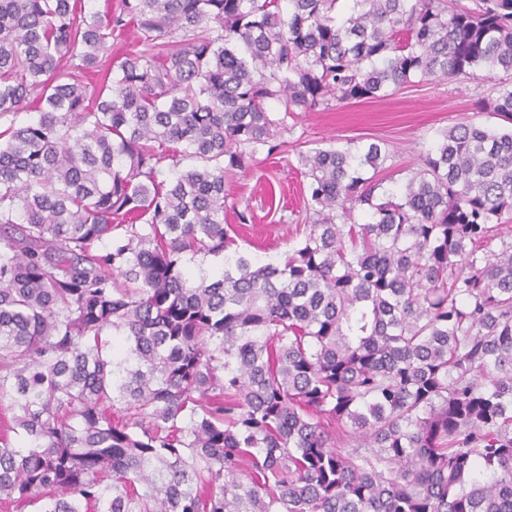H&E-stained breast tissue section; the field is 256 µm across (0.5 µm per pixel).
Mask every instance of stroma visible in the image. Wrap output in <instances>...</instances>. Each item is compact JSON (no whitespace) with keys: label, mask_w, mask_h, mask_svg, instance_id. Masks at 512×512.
<instances>
[{"label":"stroma","mask_w":512,"mask_h":512,"mask_svg":"<svg viewBox=\"0 0 512 512\" xmlns=\"http://www.w3.org/2000/svg\"><path fill=\"white\" fill-rule=\"evenodd\" d=\"M492 81L479 78L451 81L437 78L371 102H345L302 112L290 131L278 133L281 149L259 156L243 175L226 180L227 223L236 227L234 237L243 254L266 260L284 257L301 241L297 230L304 213L308 181L298 164V151L312 147H360L386 140L391 156L382 173L384 188L398 190L416 167L418 159L434 145L439 130L461 121L497 128L493 115L476 111L478 98L492 94ZM250 220L237 226V211Z\"/></svg>","instance_id":"obj_1"}]
</instances>
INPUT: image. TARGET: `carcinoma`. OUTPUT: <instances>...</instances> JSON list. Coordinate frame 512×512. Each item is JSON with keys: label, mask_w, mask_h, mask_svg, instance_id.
<instances>
[{"label": "carcinoma", "mask_w": 512, "mask_h": 512, "mask_svg": "<svg viewBox=\"0 0 512 512\" xmlns=\"http://www.w3.org/2000/svg\"><path fill=\"white\" fill-rule=\"evenodd\" d=\"M287 2L0 0V512H512V0ZM479 77L504 126L398 193L384 141L301 152L303 240L230 252L296 113ZM138 44V33L133 28H127L118 37L112 40V55L109 50L106 54L101 57L100 64L103 65V69H108L113 61H116V57L122 55V53L129 50H136ZM186 269L190 275L196 276L201 271L205 270L207 274L219 275L224 270V255L212 256L198 254L191 258V255L186 257Z\"/></svg>", "instance_id": "cac0c4a2"}]
</instances>
